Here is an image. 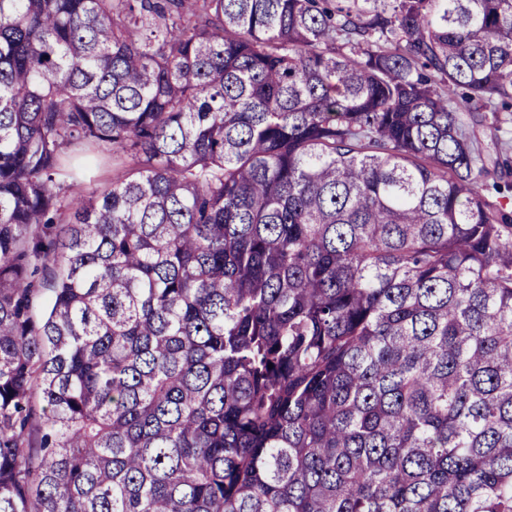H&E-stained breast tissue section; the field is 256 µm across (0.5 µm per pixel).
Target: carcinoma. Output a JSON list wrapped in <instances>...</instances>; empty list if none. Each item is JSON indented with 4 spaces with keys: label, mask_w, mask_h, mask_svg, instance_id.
Masks as SVG:
<instances>
[{
    "label": "carcinoma",
    "mask_w": 512,
    "mask_h": 512,
    "mask_svg": "<svg viewBox=\"0 0 512 512\" xmlns=\"http://www.w3.org/2000/svg\"><path fill=\"white\" fill-rule=\"evenodd\" d=\"M508 112L512 0H0V512H512ZM80 173L78 180L85 195L98 192L106 183L112 182V157L82 165L77 170Z\"/></svg>",
    "instance_id": "obj_1"
}]
</instances>
